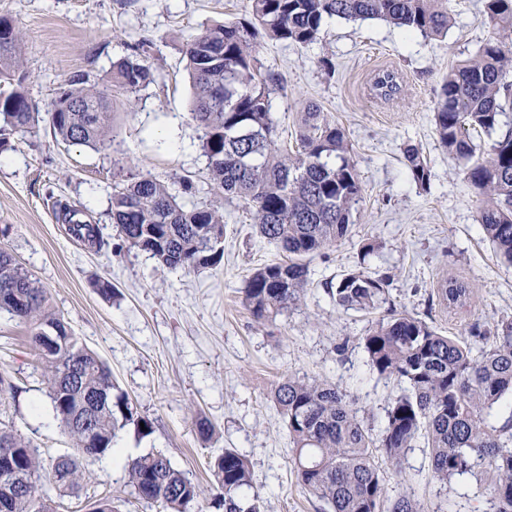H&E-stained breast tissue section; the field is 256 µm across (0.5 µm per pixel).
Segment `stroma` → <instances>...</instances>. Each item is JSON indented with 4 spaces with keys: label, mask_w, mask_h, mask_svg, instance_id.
Returning <instances> with one entry per match:
<instances>
[{
    "label": "stroma",
    "mask_w": 512,
    "mask_h": 512,
    "mask_svg": "<svg viewBox=\"0 0 512 512\" xmlns=\"http://www.w3.org/2000/svg\"><path fill=\"white\" fill-rule=\"evenodd\" d=\"M452 24L442 38L408 35L380 20H329L323 37L299 47L266 41L260 57L283 88L271 96L280 139L295 142L300 114L314 104L347 136L363 199L342 240L314 256L301 302L267 321L255 320L242 290L256 268L279 261L260 241L250 213L224 203V258L200 271L172 270L147 253L117 247L107 212L115 183L151 174L169 184L192 179L183 203L209 200L201 132L191 116L192 90L182 45L203 25L248 16L249 0H0V16L20 22L30 95L51 110L65 81L86 76L104 84L131 45L152 44L154 81L128 104L116 96L106 148L63 142L48 121L31 133L8 135L0 151V247L47 289L54 310L99 355L119 392L154 421L150 435L134 425L117 430L114 454L84 463L75 496L52 494L55 512H86L110 498L117 512H161L138 498L122 461L162 452L209 503L210 460L233 448L246 456L263 512H326L299 484L288 428L271 392L283 379L317 377L348 391L353 408L377 425L399 394L396 381L370 371L360 336L374 316L334 305L327 283L353 269L387 277L397 309L448 336L464 337L473 323L512 317V265L496 257L479 224L481 199L464 169L440 144L433 106L448 72L472 57L492 33L481 0H446ZM332 58L334 77L320 67ZM396 71L397 98L370 94L379 70ZM422 152L429 188L410 177L403 152ZM86 206L110 242L91 252L56 223L53 199ZM380 248L364 254V245ZM473 286L466 305L448 309L437 296L445 281ZM110 281L104 298L94 288ZM28 327L0 313V373L13 390L0 391V422L12 425L51 461L71 442L53 419L41 361ZM214 427L200 438L196 424ZM390 498L406 495L421 512H490L476 476L445 485L427 480V450L416 444L400 465L380 459Z\"/></svg>",
    "instance_id": "1"
}]
</instances>
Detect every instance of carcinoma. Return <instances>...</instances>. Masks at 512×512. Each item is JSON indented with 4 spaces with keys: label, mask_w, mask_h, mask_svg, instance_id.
<instances>
[{
    "label": "carcinoma",
    "mask_w": 512,
    "mask_h": 512,
    "mask_svg": "<svg viewBox=\"0 0 512 512\" xmlns=\"http://www.w3.org/2000/svg\"><path fill=\"white\" fill-rule=\"evenodd\" d=\"M247 19L202 27L183 43L193 96L191 114L202 131L207 180L214 196L202 204L177 201L171 186L150 174L113 188L108 216L124 245L144 251L172 270L198 271L224 257V200L251 210L263 242L286 254L283 262L256 269L242 303L257 320L275 317L300 301L309 284V262L343 239L362 185L344 131L310 106L304 113L299 147L279 143L271 117L278 74L263 67L259 48L266 39L308 46L325 23L380 19L426 37L448 32L444 0H249ZM492 28L512 32V0H483ZM22 27L0 17V122L3 130L25 134L40 122L24 69ZM148 45L112 65L110 84L79 77L68 81L48 113L61 140L93 147L109 141L110 92L129 96L148 86L153 73ZM512 45L493 37L476 55L448 73L433 108L435 133L448 153L464 164L465 178L482 197L479 223L496 253L512 263V126L502 129L503 102L512 98ZM401 85L386 72L373 94L390 98ZM79 104L82 109L75 110ZM499 132L490 149L478 153L469 130ZM413 180L425 186L430 170L420 150L404 151ZM55 220L82 246L102 251L108 242L85 209L52 202ZM388 280L360 269L330 286L336 306L371 311L388 302ZM26 299L20 308L15 296ZM471 288L448 280L440 296L462 306ZM31 329L30 344L41 358L53 418L72 440L74 452L43 465L37 450L0 423V453L17 454V469L0 466V512H47L42 481L62 493L80 488L81 467L114 452L116 430L132 424L141 436L153 420L125 395L113 394L112 374L52 309L48 292L7 250L0 248V311ZM60 331L45 347L42 332ZM370 370L393 378L400 393L385 410L378 433L353 409V398L317 379L278 383L273 401L287 423L292 461L300 485L332 512H419L409 497L391 501L375 462L381 452L394 466L422 440L429 448L431 477L448 483L479 474L493 512H512V319L491 327L474 323L460 339L390 306L359 338ZM138 496L165 512H189L200 491L163 453L124 461ZM212 502L223 512H261L259 496L248 495L252 473L234 449L210 461Z\"/></svg>",
    "instance_id": "obj_1"
}]
</instances>
